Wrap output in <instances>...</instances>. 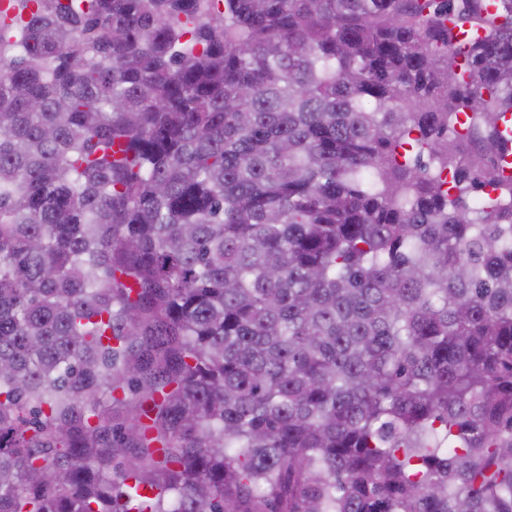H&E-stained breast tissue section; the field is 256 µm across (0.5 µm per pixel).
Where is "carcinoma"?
<instances>
[{
	"label": "carcinoma",
	"mask_w": 512,
	"mask_h": 512,
	"mask_svg": "<svg viewBox=\"0 0 512 512\" xmlns=\"http://www.w3.org/2000/svg\"><path fill=\"white\" fill-rule=\"evenodd\" d=\"M10 8L0 512H512V0Z\"/></svg>",
	"instance_id": "cac0c4a2"
}]
</instances>
